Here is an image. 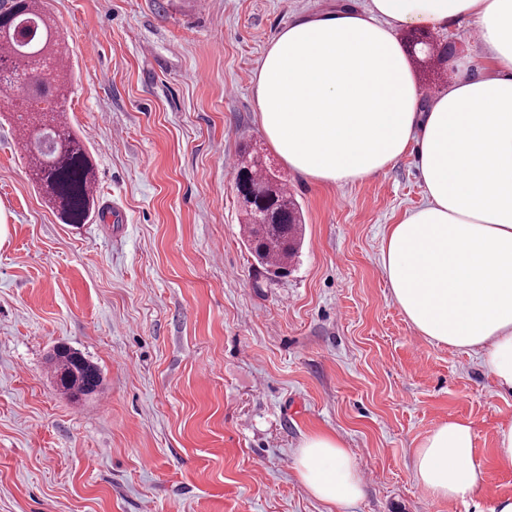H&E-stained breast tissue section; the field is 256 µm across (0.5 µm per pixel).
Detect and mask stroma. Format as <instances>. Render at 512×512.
I'll return each instance as SVG.
<instances>
[{
    "label": "stroma",
    "instance_id": "stroma-1",
    "mask_svg": "<svg viewBox=\"0 0 512 512\" xmlns=\"http://www.w3.org/2000/svg\"><path fill=\"white\" fill-rule=\"evenodd\" d=\"M368 0H44L67 39L65 109L95 166L99 204L65 224L33 182L0 112V512H490L512 497L493 456L512 420L477 357L421 336L381 267L383 235L425 201L406 153L366 180L322 186L288 170L258 121L253 82L297 17ZM464 25L428 96L474 70ZM299 204L288 275L258 268L235 174L242 144ZM98 365L103 389H57L56 345ZM471 422L481 491L432 500L414 451L437 425ZM337 434L365 495L315 499L302 440Z\"/></svg>",
    "mask_w": 512,
    "mask_h": 512
}]
</instances>
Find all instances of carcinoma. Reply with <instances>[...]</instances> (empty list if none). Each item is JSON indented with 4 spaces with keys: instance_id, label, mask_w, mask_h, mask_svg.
Wrapping results in <instances>:
<instances>
[{
    "instance_id": "carcinoma-1",
    "label": "carcinoma",
    "mask_w": 512,
    "mask_h": 512,
    "mask_svg": "<svg viewBox=\"0 0 512 512\" xmlns=\"http://www.w3.org/2000/svg\"><path fill=\"white\" fill-rule=\"evenodd\" d=\"M71 83L68 44L50 23L42 0H0V93L11 96L29 169L46 205L65 224H84L96 212L95 169L82 143L69 129L63 102ZM245 189L241 191L244 233L256 261L277 270L302 247L300 209L257 152L245 146ZM57 387L71 399L97 395L100 369L64 345L52 355Z\"/></svg>"
}]
</instances>
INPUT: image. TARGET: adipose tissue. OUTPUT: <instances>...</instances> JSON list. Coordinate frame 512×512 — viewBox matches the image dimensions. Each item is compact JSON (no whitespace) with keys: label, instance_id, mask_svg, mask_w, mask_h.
<instances>
[{"label":"adipose tissue","instance_id":"ef3b65f1","mask_svg":"<svg viewBox=\"0 0 512 512\" xmlns=\"http://www.w3.org/2000/svg\"><path fill=\"white\" fill-rule=\"evenodd\" d=\"M464 20L477 27L483 67L422 98L397 30L445 33ZM254 94L277 155L315 183L366 179L416 148L427 202L384 237L391 293L422 336L474 353L512 392V0H370L299 17L271 41ZM296 469L325 503L364 496L332 434L306 437ZM414 473L435 500L474 496L484 471L471 423L436 426Z\"/></svg>","mask_w":512,"mask_h":512}]
</instances>
